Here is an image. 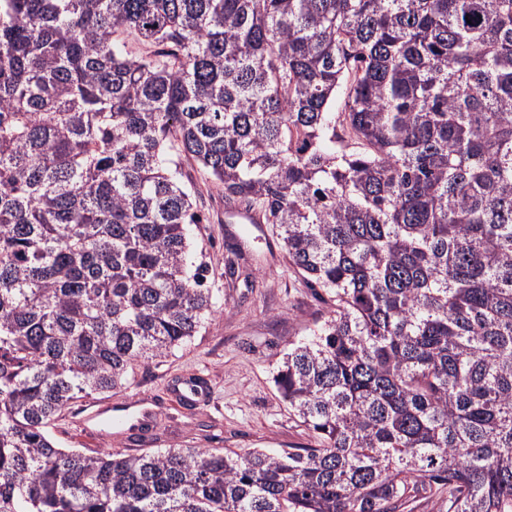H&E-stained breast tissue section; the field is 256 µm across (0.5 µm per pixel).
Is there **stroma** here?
<instances>
[{"label":"stroma","instance_id":"obj_1","mask_svg":"<svg viewBox=\"0 0 512 512\" xmlns=\"http://www.w3.org/2000/svg\"><path fill=\"white\" fill-rule=\"evenodd\" d=\"M182 172L203 217L191 225V236L203 249L206 285L219 312L167 362L137 367L134 381L115 394L118 402L152 399L149 429L116 428L109 438H93L80 428V401L55 421L51 434L58 447L87 452L307 447L311 434L290 415L273 376L289 341L325 316L324 297L289 267L276 239L252 241L245 226L227 222L224 192L200 165L184 160ZM195 375L208 380L207 400L193 408L171 401L169 380Z\"/></svg>","mask_w":512,"mask_h":512}]
</instances>
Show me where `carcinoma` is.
Masks as SVG:
<instances>
[{"label": "carcinoma", "instance_id": "carcinoma-1", "mask_svg": "<svg viewBox=\"0 0 512 512\" xmlns=\"http://www.w3.org/2000/svg\"><path fill=\"white\" fill-rule=\"evenodd\" d=\"M182 155L327 296L274 375L310 447L48 432L218 313ZM434 497L512 512V0H0V512Z\"/></svg>", "mask_w": 512, "mask_h": 512}]
</instances>
